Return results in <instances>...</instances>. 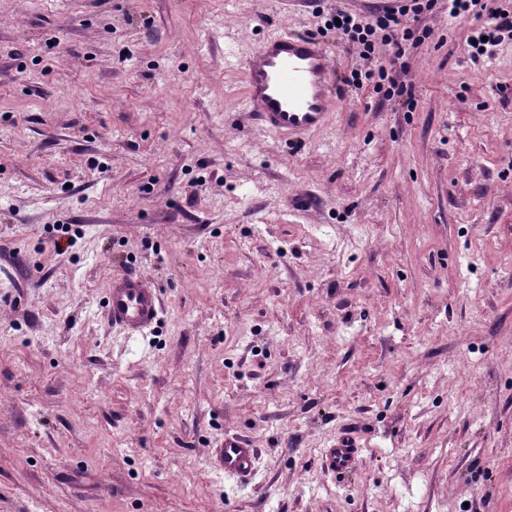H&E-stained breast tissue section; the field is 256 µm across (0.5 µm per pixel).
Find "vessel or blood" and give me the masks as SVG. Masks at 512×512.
Masks as SVG:
<instances>
[{
  "instance_id": "b4317fda",
  "label": "vessel or blood",
  "mask_w": 512,
  "mask_h": 512,
  "mask_svg": "<svg viewBox=\"0 0 512 512\" xmlns=\"http://www.w3.org/2000/svg\"><path fill=\"white\" fill-rule=\"evenodd\" d=\"M248 86L244 111L253 114L267 132L303 137L322 129L340 97L325 46L311 35H273L255 46L245 58ZM106 307L115 326L140 334L157 320L159 291L143 277L124 273L109 282ZM362 451L354 438H337L326 449L324 466L343 474L352 471ZM257 449L244 437H225L214 451V463L225 476L246 484L256 469Z\"/></svg>"
}]
</instances>
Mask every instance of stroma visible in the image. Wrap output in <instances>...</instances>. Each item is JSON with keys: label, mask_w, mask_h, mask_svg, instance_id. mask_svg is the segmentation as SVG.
Segmentation results:
<instances>
[{"label": "stroma", "mask_w": 512, "mask_h": 512, "mask_svg": "<svg viewBox=\"0 0 512 512\" xmlns=\"http://www.w3.org/2000/svg\"><path fill=\"white\" fill-rule=\"evenodd\" d=\"M376 6L0 0V512H512V39L471 62L436 0L411 97L355 91L327 18ZM228 29L320 39L329 125L261 130ZM106 307L112 325L130 334H141L157 321L159 291L140 275L124 273L110 280ZM257 458V448H251L244 437L231 435L225 436L221 447L215 449L213 460L225 476L246 484L254 476ZM361 451V446L354 438L341 436L336 439V448L326 449L323 464L333 473L350 472L355 468Z\"/></svg>", "instance_id": "35a3bbf8"}]
</instances>
